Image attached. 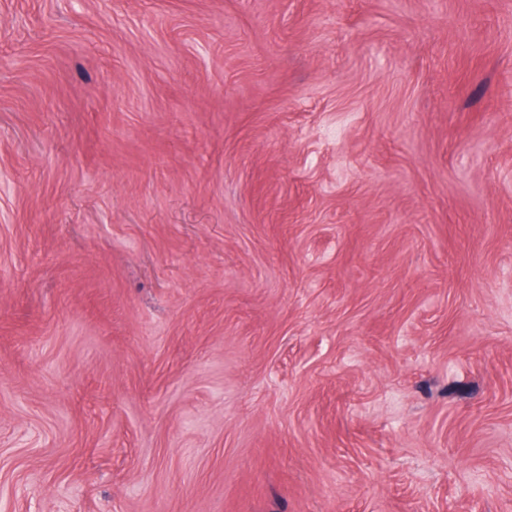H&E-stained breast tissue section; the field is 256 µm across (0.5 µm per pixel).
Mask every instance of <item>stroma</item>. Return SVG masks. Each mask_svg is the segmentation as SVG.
I'll use <instances>...</instances> for the list:
<instances>
[{
  "mask_svg": "<svg viewBox=\"0 0 512 512\" xmlns=\"http://www.w3.org/2000/svg\"><path fill=\"white\" fill-rule=\"evenodd\" d=\"M13 512H512V0H0Z\"/></svg>",
  "mask_w": 512,
  "mask_h": 512,
  "instance_id": "35a3bbf8",
  "label": "stroma"
}]
</instances>
